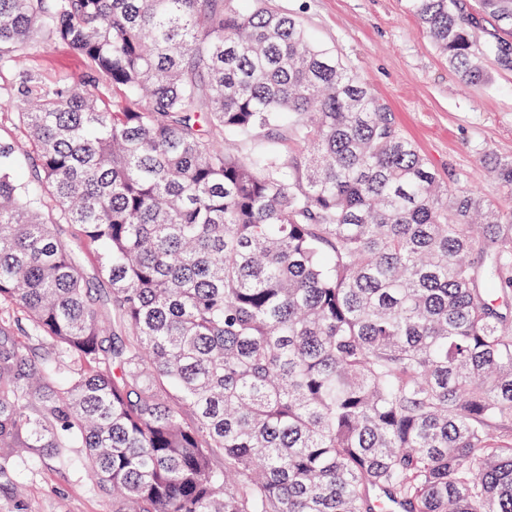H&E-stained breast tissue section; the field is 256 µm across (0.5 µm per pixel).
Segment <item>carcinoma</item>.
<instances>
[{
    "instance_id": "carcinoma-1",
    "label": "carcinoma",
    "mask_w": 512,
    "mask_h": 512,
    "mask_svg": "<svg viewBox=\"0 0 512 512\" xmlns=\"http://www.w3.org/2000/svg\"><path fill=\"white\" fill-rule=\"evenodd\" d=\"M409 2L464 85L512 68ZM46 41L94 85L7 95L39 163L0 142V451L86 449L112 512H512V213L270 0H0V67Z\"/></svg>"
}]
</instances>
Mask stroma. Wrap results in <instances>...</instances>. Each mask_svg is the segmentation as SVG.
Wrapping results in <instances>:
<instances>
[{
	"label": "stroma",
	"instance_id": "obj_1",
	"mask_svg": "<svg viewBox=\"0 0 512 512\" xmlns=\"http://www.w3.org/2000/svg\"><path fill=\"white\" fill-rule=\"evenodd\" d=\"M313 39L389 103L396 120L449 187L476 190L498 210L512 212V193L482 163L484 153L512 157V71L484 61L489 80L465 86L449 68L408 0H275ZM24 68L49 80L92 84L82 58L60 43L30 50ZM67 464L33 455L0 474V512H112L86 478L85 451L71 448Z\"/></svg>",
	"mask_w": 512,
	"mask_h": 512
}]
</instances>
